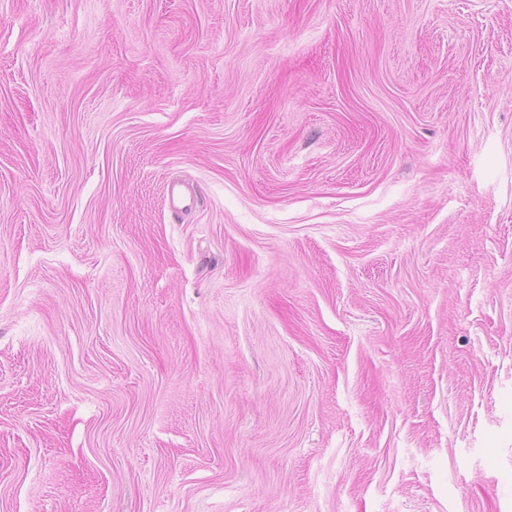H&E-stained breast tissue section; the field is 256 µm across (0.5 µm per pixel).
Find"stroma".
I'll return each mask as SVG.
<instances>
[{
	"mask_svg": "<svg viewBox=\"0 0 512 512\" xmlns=\"http://www.w3.org/2000/svg\"><path fill=\"white\" fill-rule=\"evenodd\" d=\"M0 512H512V0H0ZM182 186L181 182H172L167 185L166 198L168 207L174 214L183 213L194 203V195L187 196Z\"/></svg>",
	"mask_w": 512,
	"mask_h": 512,
	"instance_id": "obj_1",
	"label": "stroma"
}]
</instances>
